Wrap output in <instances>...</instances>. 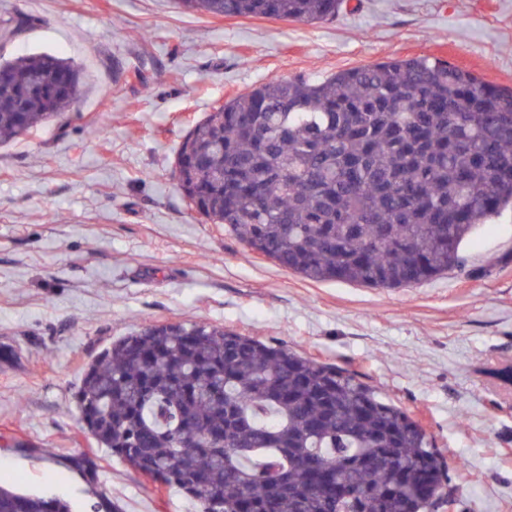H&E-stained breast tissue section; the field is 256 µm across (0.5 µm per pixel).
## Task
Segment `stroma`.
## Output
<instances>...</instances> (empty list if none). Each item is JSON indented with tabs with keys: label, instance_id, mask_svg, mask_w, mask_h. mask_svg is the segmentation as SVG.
Instances as JSON below:
<instances>
[{
	"label": "stroma",
	"instance_id": "35a3bbf8",
	"mask_svg": "<svg viewBox=\"0 0 512 512\" xmlns=\"http://www.w3.org/2000/svg\"><path fill=\"white\" fill-rule=\"evenodd\" d=\"M36 25L0 60H73V111L0 146V474L73 512H197L98 447L73 393L133 328L209 322L359 374L444 454L454 509L512 512V209L464 264L410 288L312 282L191 212L173 178L195 122L268 77L439 57L512 88V0H346L310 24L188 13L173 0H0ZM92 460L95 483L76 463Z\"/></svg>",
	"mask_w": 512,
	"mask_h": 512
}]
</instances>
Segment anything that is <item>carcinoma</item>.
I'll list each match as a JSON object with an SVG mask.
<instances>
[{
    "label": "carcinoma",
    "instance_id": "obj_1",
    "mask_svg": "<svg viewBox=\"0 0 512 512\" xmlns=\"http://www.w3.org/2000/svg\"><path fill=\"white\" fill-rule=\"evenodd\" d=\"M186 12L308 23L344 0H175ZM36 19L0 28L12 40ZM78 67L0 63V142L70 110ZM188 208L313 282L406 288L460 266L476 226L512 207V90L420 56L323 79L271 76L187 133ZM80 423L199 512H430L447 462L357 374L207 322L146 324L103 349L75 393ZM0 512H71L0 481Z\"/></svg>",
    "mask_w": 512,
    "mask_h": 512
}]
</instances>
